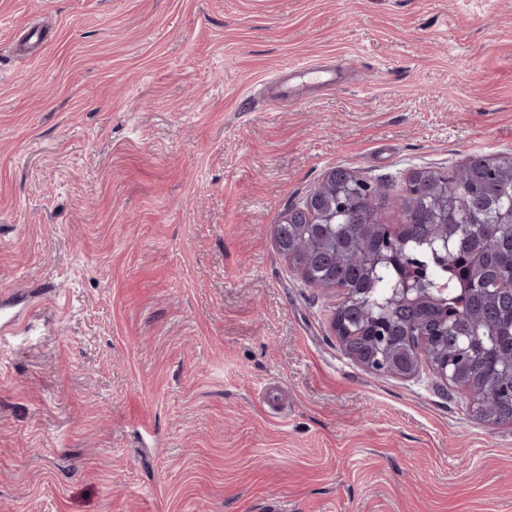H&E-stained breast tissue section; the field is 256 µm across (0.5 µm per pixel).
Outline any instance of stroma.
<instances>
[{
  "label": "stroma",
  "instance_id": "35a3bbf8",
  "mask_svg": "<svg viewBox=\"0 0 512 512\" xmlns=\"http://www.w3.org/2000/svg\"><path fill=\"white\" fill-rule=\"evenodd\" d=\"M502 153L512 0H0V512H512V424L347 357L274 238Z\"/></svg>",
  "mask_w": 512,
  "mask_h": 512
}]
</instances>
